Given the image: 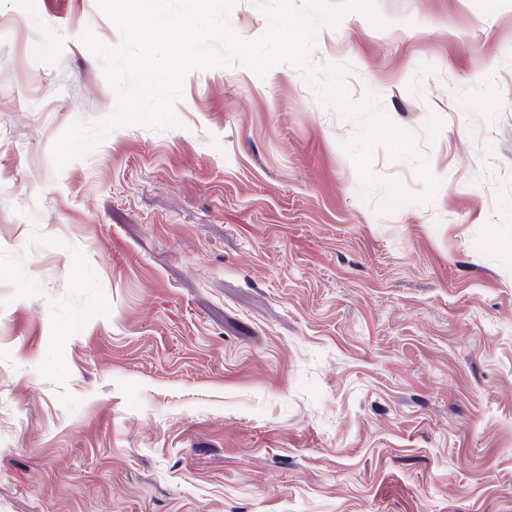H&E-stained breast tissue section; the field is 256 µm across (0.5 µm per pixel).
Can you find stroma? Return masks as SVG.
Instances as JSON below:
<instances>
[{
  "mask_svg": "<svg viewBox=\"0 0 512 512\" xmlns=\"http://www.w3.org/2000/svg\"><path fill=\"white\" fill-rule=\"evenodd\" d=\"M323 26L441 184L378 212L289 64L124 126L96 0H0V512H512V0ZM411 195L412 164L373 155Z\"/></svg>",
  "mask_w": 512,
  "mask_h": 512,
  "instance_id": "35a3bbf8",
  "label": "stroma"
}]
</instances>
